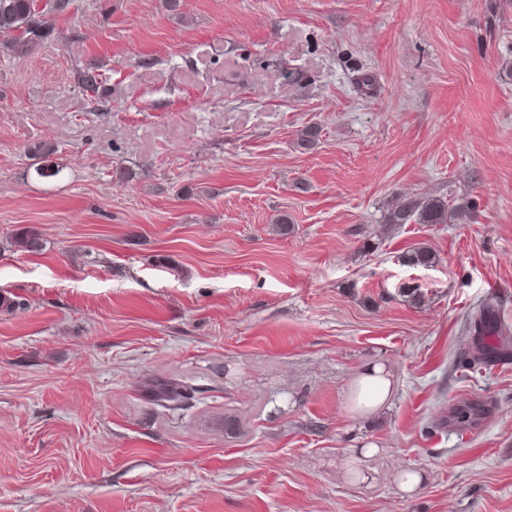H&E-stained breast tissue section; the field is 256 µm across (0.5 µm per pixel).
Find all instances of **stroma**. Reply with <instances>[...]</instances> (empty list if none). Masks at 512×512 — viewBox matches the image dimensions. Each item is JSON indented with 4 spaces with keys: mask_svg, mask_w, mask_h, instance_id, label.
I'll return each instance as SVG.
<instances>
[{
    "mask_svg": "<svg viewBox=\"0 0 512 512\" xmlns=\"http://www.w3.org/2000/svg\"><path fill=\"white\" fill-rule=\"evenodd\" d=\"M49 20L0 52V512H512V0H71ZM418 196L473 207L387 223ZM418 247L434 264L406 262ZM374 364L390 394L361 412ZM158 379L200 392L166 411ZM464 405L483 414L462 430ZM96 64H89L81 73L80 83L83 90L86 112H97L104 106L108 97L105 77Z\"/></svg>",
    "mask_w": 512,
    "mask_h": 512,
    "instance_id": "1",
    "label": "stroma"
}]
</instances>
